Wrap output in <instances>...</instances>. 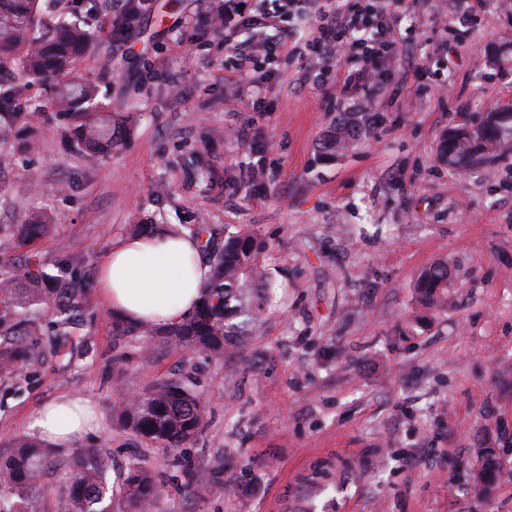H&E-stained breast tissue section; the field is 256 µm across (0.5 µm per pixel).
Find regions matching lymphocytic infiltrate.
I'll use <instances>...</instances> for the list:
<instances>
[{
    "label": "lymphocytic infiltrate",
    "instance_id": "lymphocytic-infiltrate-1",
    "mask_svg": "<svg viewBox=\"0 0 512 512\" xmlns=\"http://www.w3.org/2000/svg\"><path fill=\"white\" fill-rule=\"evenodd\" d=\"M289 13L306 18L308 28L303 44L287 45L286 41L268 42L266 28L276 23L273 12L261 16H241L238 26L244 39L234 51L249 61L256 54L275 59L281 52H307L314 57L330 51L336 58L350 62L339 81V95L345 100L371 98L380 88L378 69L398 53L395 40L386 36L391 17L407 10V0H365L363 15L347 11L341 0H285Z\"/></svg>",
    "mask_w": 512,
    "mask_h": 512
}]
</instances>
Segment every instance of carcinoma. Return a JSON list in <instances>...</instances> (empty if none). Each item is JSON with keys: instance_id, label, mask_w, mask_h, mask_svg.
Returning a JSON list of instances; mask_svg holds the SVG:
<instances>
[{"instance_id": "carcinoma-1", "label": "carcinoma", "mask_w": 512, "mask_h": 512, "mask_svg": "<svg viewBox=\"0 0 512 512\" xmlns=\"http://www.w3.org/2000/svg\"><path fill=\"white\" fill-rule=\"evenodd\" d=\"M150 10L149 0H132L126 15L107 17L105 25L117 37L137 33L141 18ZM101 0H0V147L15 138L23 113L13 111L15 103L28 97L35 87L54 90L58 115L70 124L73 145L94 161L123 146L133 128L130 113L106 111L97 102L99 89L78 74L77 63L94 53L96 45L89 22L99 18ZM374 122L367 113L336 123L319 143L327 157L341 154L355 141L369 136ZM512 150V111L487 112L479 118L462 117L446 131L437 147V158L455 169L488 166ZM259 162L250 166L248 182L261 191L264 145H252ZM210 252L211 285L193 315L177 325H133L123 319L113 323L115 336H164L166 342L183 350L224 356L237 334L226 319L241 313L257 320L268 306L262 291L266 278L260 256L265 243L248 232L224 238L214 246V230L204 221L185 224L183 230ZM51 218L37 215L17 224L6 239L0 258V379H13L19 369L41 353V337L65 343L75 331L86 326L87 303L93 291L95 273L83 266V257L73 253L68 264L83 267L69 278L48 271L40 260L24 254L35 239L52 232ZM448 267L430 266L418 288L434 306L445 303ZM205 405L186 378H166L118 407L125 428L165 448H179L198 434ZM54 465L49 448L19 437L13 449L0 455V512H41L39 481ZM112 460L95 448L75 454L70 464L67 512H112L110 484ZM158 492L145 461L136 459L122 474L123 498L139 509Z\"/></svg>"}]
</instances>
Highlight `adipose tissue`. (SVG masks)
<instances>
[{
    "instance_id": "ef3b65f1",
    "label": "adipose tissue",
    "mask_w": 512,
    "mask_h": 512,
    "mask_svg": "<svg viewBox=\"0 0 512 512\" xmlns=\"http://www.w3.org/2000/svg\"><path fill=\"white\" fill-rule=\"evenodd\" d=\"M210 281L197 241L168 232L113 242L98 271L102 298L132 324L182 321L195 311ZM99 424L94 405L63 396L42 404L30 429L53 445L70 446Z\"/></svg>"
}]
</instances>
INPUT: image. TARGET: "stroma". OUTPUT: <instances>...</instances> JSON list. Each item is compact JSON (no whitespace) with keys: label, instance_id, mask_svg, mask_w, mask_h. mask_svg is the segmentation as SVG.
Masks as SVG:
<instances>
[{"label":"stroma","instance_id":"stroma-1","mask_svg":"<svg viewBox=\"0 0 512 512\" xmlns=\"http://www.w3.org/2000/svg\"><path fill=\"white\" fill-rule=\"evenodd\" d=\"M153 4L133 38L99 30L78 68L107 110L136 113L130 141L87 162L64 146L51 91L33 89L19 139L38 148L0 172V233L49 214L55 231L35 254L54 263L79 250L94 268L132 225L202 217L265 242L273 299L213 359L113 336L114 312L91 295L85 337L0 381V453L29 435L41 404L81 397L102 424L80 447L108 451L117 474L137 458L150 466L160 492L146 512H512V154L491 168L437 159L460 114L512 103V9L415 0L392 30L408 52L356 105L338 97L337 59L317 85L303 55L255 61L243 76L223 33L196 24L204 0ZM492 48L502 66L490 65ZM356 110L378 116L374 134L319 157L340 114ZM256 136L262 193L244 181ZM193 153L206 171L185 166ZM437 262L448 304L427 309L415 284ZM181 374L206 406L194 441L165 448L121 425V394ZM484 450L497 460L487 492L473 485ZM72 454L57 449L42 477L43 512H64ZM199 469L208 481L189 483Z\"/></svg>","mask_w":512,"mask_h":512}]
</instances>
